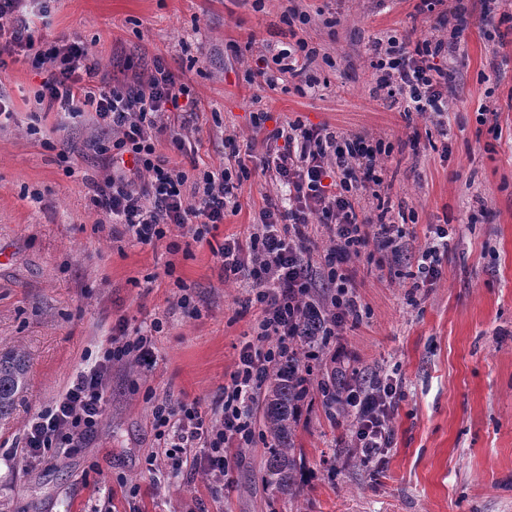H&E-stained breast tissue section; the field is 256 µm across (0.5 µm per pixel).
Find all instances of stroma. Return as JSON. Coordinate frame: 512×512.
<instances>
[{
    "mask_svg": "<svg viewBox=\"0 0 512 512\" xmlns=\"http://www.w3.org/2000/svg\"><path fill=\"white\" fill-rule=\"evenodd\" d=\"M466 8L455 57L435 62L448 74L441 119L405 114L374 92L377 38L448 39L456 4ZM419 0H50L48 25L34 38L84 41L100 63L98 82L132 83L154 58L189 82L199 103L187 135L194 154L184 169L233 166L234 149L253 143L240 210L227 215L210 244L172 230L137 244L112 234L89 198V179L105 171L91 144L92 121L57 128L47 114L39 134L27 127L42 74L7 58L0 95L13 119L0 124V355L24 354L28 384L0 421V512H512V0H444L419 13ZM307 24L286 25L289 9ZM319 54L306 94L286 78L268 86L256 71L291 37ZM496 113L480 122L478 110ZM328 125L344 135L383 142L379 195L360 191L366 215L378 205L403 223L407 258L392 271L371 256L348 268L360 296L324 353L326 364L380 371L401 388L386 463L327 470L338 432L317 395L301 405L297 446L304 484L293 501L264 479L262 443L230 452L231 482L198 470L172 474L165 458L149 461L151 407L168 398L210 410L220 400L250 341L256 311L245 274L224 277L212 246L244 237L265 199L282 191L263 171L264 148L253 118ZM67 151L69 163L58 158ZM448 230L440 276L417 289L409 279L436 227ZM173 275H166V268ZM179 277L200 309L176 304ZM161 318L152 366H113L104 415L81 447L36 467L21 460L29 420L51 406L74 373L94 363L119 327Z\"/></svg>",
    "mask_w": 512,
    "mask_h": 512,
    "instance_id": "35a3bbf8",
    "label": "stroma"
}]
</instances>
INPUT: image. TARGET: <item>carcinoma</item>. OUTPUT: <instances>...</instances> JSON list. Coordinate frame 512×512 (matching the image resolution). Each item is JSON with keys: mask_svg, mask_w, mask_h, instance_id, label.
<instances>
[{"mask_svg": "<svg viewBox=\"0 0 512 512\" xmlns=\"http://www.w3.org/2000/svg\"><path fill=\"white\" fill-rule=\"evenodd\" d=\"M331 315L323 303L308 312L300 335L294 337L296 352L272 368L265 376L266 394L261 403V438L268 445L264 464L265 480L295 499L303 483L296 447L300 402L311 391L322 397L326 416L338 426L353 432L355 414L347 403L348 391L357 384H367L370 377L356 370L342 368L323 370L320 358L311 354L326 346L330 337L322 335ZM27 365L24 356L12 353L0 356V419L11 414L18 394L26 383ZM354 439L341 441L338 449L342 465L362 467L365 461L350 452Z\"/></svg>", "mask_w": 512, "mask_h": 512, "instance_id": "carcinoma-1", "label": "carcinoma"}]
</instances>
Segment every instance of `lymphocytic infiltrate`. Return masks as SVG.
<instances>
[{
  "label": "lymphocytic infiltrate",
  "mask_w": 512,
  "mask_h": 512,
  "mask_svg": "<svg viewBox=\"0 0 512 512\" xmlns=\"http://www.w3.org/2000/svg\"><path fill=\"white\" fill-rule=\"evenodd\" d=\"M32 2L0 0V67L8 55L31 57L34 67L49 70L36 95L38 103L60 107L71 118L93 111L103 134L96 150L107 171L103 180L90 183L93 205L140 244L161 240L174 227L191 234L194 241L206 240L223 223L248 176L244 158L235 157L231 168L189 175L171 155L187 151L181 131L196 113L191 86L158 59L146 77L133 83L95 85L99 66L83 41L62 36L36 46ZM373 46L380 72L376 92L402 102L408 113H441L446 74L433 60L441 54L443 42L427 39L414 44L392 37L374 41ZM317 54L300 38L280 49L273 61L281 73L309 87L313 81L307 65ZM172 115L181 120L180 132L171 130ZM270 118V113H258L254 127L263 135L267 170L288 190V204L266 201L252 231L225 240L218 252L225 274H248V300L259 310L253 338L242 350L222 401L209 413H202L198 403L169 399L152 407L155 446L171 460L173 469L201 468L218 483L230 479L231 449L251 444L253 407L264 376L291 353L292 339L312 305L311 264L304 256L314 224H322L329 238L322 266L326 280L335 287L326 327L331 336L359 312L347 264L373 241L398 256L406 236L402 225L374 223L359 205V191L382 184L380 147L362 137L338 135L325 125L285 122L269 131L265 124ZM163 138L171 150L167 156L157 151ZM162 330V321L156 319L149 333H122L108 339L99 360L80 370L56 404L29 422L23 462L40 463L57 449L77 447L80 439L93 433L104 412L113 364L129 359L151 364L152 336ZM399 399L398 386L387 375L378 376L368 390L355 391V404L363 412L354 427L355 450L361 458L390 447L393 432L385 410L396 407Z\"/></svg>",
  "instance_id": "obj_1"
}]
</instances>
